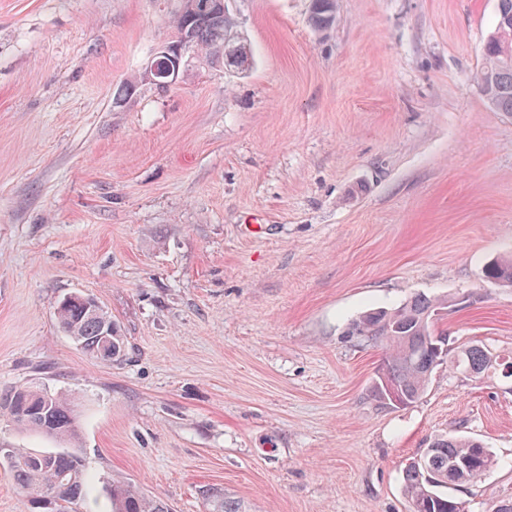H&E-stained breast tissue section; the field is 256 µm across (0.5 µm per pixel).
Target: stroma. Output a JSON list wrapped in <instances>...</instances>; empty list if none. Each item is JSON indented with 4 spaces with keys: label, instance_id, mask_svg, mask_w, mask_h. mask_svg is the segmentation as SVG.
<instances>
[{
    "label": "stroma",
    "instance_id": "1",
    "mask_svg": "<svg viewBox=\"0 0 512 512\" xmlns=\"http://www.w3.org/2000/svg\"><path fill=\"white\" fill-rule=\"evenodd\" d=\"M180 0H0V392L71 401L88 478L173 512H409L437 435L495 464L455 495L512 497V386L440 367L416 403L370 387L353 319L445 296L459 343L512 352V114L474 76L497 0H229L253 54L142 77ZM92 295L130 358L83 352L55 308ZM319 3L312 7L310 21L318 30H324L336 20L335 0H316ZM485 280L502 287L512 286V256L497 258L483 272Z\"/></svg>",
    "mask_w": 512,
    "mask_h": 512
}]
</instances>
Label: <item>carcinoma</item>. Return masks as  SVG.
Segmentation results:
<instances>
[{"mask_svg":"<svg viewBox=\"0 0 512 512\" xmlns=\"http://www.w3.org/2000/svg\"><path fill=\"white\" fill-rule=\"evenodd\" d=\"M210 0H198L202 7L192 14L178 12L173 19L175 38H187L204 53L211 65L225 43L239 36L236 20L227 12L209 7ZM512 13V0H499L494 32L484 46V63L477 73L489 107L512 113V59L503 50H512V20L502 22V12ZM336 20V0H318L310 21L324 30ZM485 280L502 287L512 286V256L497 258L483 272ZM448 299L418 293L394 309L374 308L356 318L349 327L351 336L377 345L384 360L371 387V395L385 403L386 388L398 389L404 405L417 402L433 374L443 364L448 370L475 380L512 378V356L500 355L485 344L473 341L453 347L448 333L436 327L432 315L447 309ZM59 325L93 357L121 363L127 359L126 338L112 326V349L101 339L107 312L97 313L86 299L74 296L60 300L56 307ZM0 415L21 431L35 432L58 442L74 445L78 430L67 398L32 385L16 386L0 393ZM8 466L17 489L31 512H77L87 477L81 458L74 452H39L27 448L0 454V464ZM494 465L490 449L476 439L454 435L438 436L417 454L403 472L404 494L410 512H466L463 501L452 490L478 481ZM112 512H170L160 499L151 498L129 483L116 481L108 489ZM209 512H240L239 504L224 497L218 488L205 491Z\"/></svg>","mask_w":512,"mask_h":512,"instance_id":"cac0c4a2","label":"carcinoma"}]
</instances>
